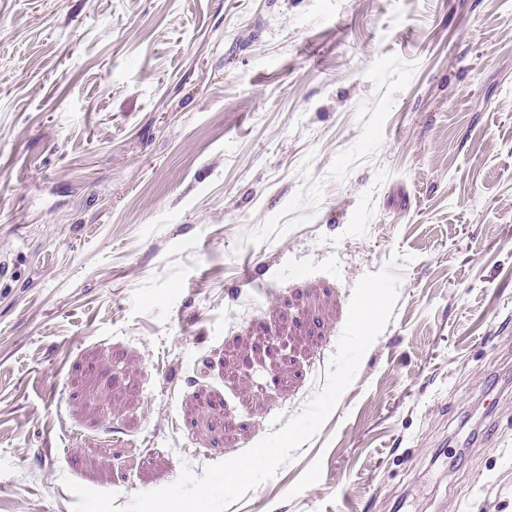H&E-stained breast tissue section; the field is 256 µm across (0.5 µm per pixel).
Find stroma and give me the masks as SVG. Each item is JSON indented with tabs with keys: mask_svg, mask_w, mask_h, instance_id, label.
Masks as SVG:
<instances>
[{
	"mask_svg": "<svg viewBox=\"0 0 512 512\" xmlns=\"http://www.w3.org/2000/svg\"><path fill=\"white\" fill-rule=\"evenodd\" d=\"M396 251L227 512H512V0H0V512L278 431Z\"/></svg>",
	"mask_w": 512,
	"mask_h": 512,
	"instance_id": "1",
	"label": "stroma"
}]
</instances>
